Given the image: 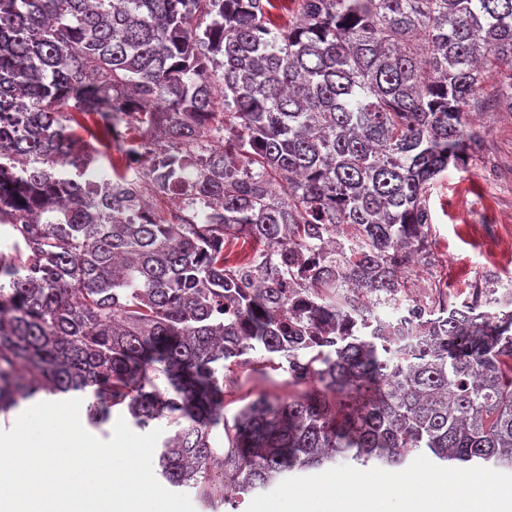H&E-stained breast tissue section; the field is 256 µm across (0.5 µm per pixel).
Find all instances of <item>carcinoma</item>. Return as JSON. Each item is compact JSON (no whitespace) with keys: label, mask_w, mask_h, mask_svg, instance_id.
<instances>
[{"label":"carcinoma","mask_w":512,"mask_h":512,"mask_svg":"<svg viewBox=\"0 0 512 512\" xmlns=\"http://www.w3.org/2000/svg\"><path fill=\"white\" fill-rule=\"evenodd\" d=\"M295 2L0 0V412L176 425L160 474L215 510L339 460L512 471V289L442 306L411 361L378 315L435 262L473 116L512 112V0ZM233 365L314 389L228 423Z\"/></svg>","instance_id":"cac0c4a2"}]
</instances>
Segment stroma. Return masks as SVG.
Masks as SVG:
<instances>
[{
	"label": "stroma",
	"instance_id": "1",
	"mask_svg": "<svg viewBox=\"0 0 512 512\" xmlns=\"http://www.w3.org/2000/svg\"><path fill=\"white\" fill-rule=\"evenodd\" d=\"M486 136V154L467 170L448 169L431 188L427 205L436 262L431 269H406L408 293L418 302L433 299L446 287L451 302H461L474 282L512 283V253H491L482 227L491 219L512 226V112L496 107L479 124ZM234 386L224 398V417L233 419L255 393L288 392V375L271 370L260 376L236 366L229 373Z\"/></svg>",
	"mask_w": 512,
	"mask_h": 512
}]
</instances>
